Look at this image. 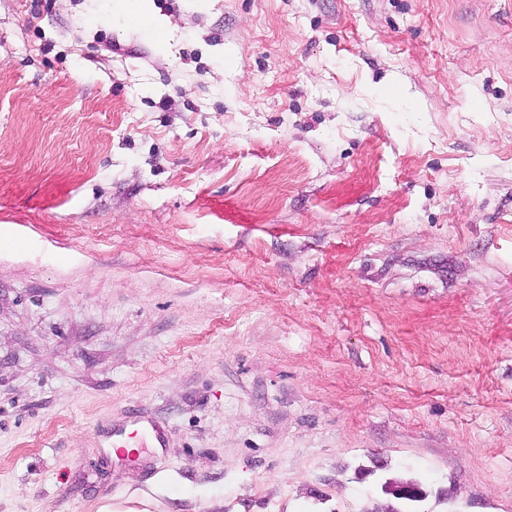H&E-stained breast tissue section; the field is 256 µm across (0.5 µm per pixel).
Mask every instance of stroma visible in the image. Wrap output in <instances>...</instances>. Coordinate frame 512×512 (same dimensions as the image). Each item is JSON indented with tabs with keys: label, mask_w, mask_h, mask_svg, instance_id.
Masks as SVG:
<instances>
[{
	"label": "stroma",
	"mask_w": 512,
	"mask_h": 512,
	"mask_svg": "<svg viewBox=\"0 0 512 512\" xmlns=\"http://www.w3.org/2000/svg\"><path fill=\"white\" fill-rule=\"evenodd\" d=\"M152 4L0 0V512H512V0ZM126 9L127 16L137 21L145 22L154 29H164L166 24L163 18L155 14L149 0L120 1ZM130 5V8L126 6ZM143 438H148L152 444L151 448H165V433L159 427L152 425L149 421L134 418L125 426L112 428V442L107 448H128L127 442L139 440L141 448Z\"/></svg>",
	"instance_id": "obj_1"
}]
</instances>
